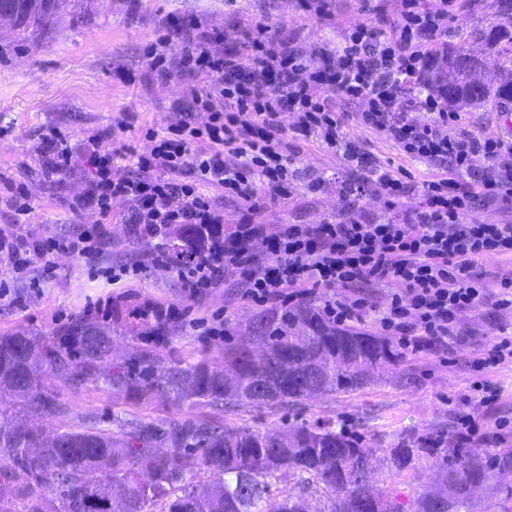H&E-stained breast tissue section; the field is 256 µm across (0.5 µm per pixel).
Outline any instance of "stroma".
Masks as SVG:
<instances>
[{"label": "stroma", "instance_id": "35a3bbf8", "mask_svg": "<svg viewBox=\"0 0 512 512\" xmlns=\"http://www.w3.org/2000/svg\"><path fill=\"white\" fill-rule=\"evenodd\" d=\"M500 0H450L448 22L436 43L456 42L460 35L487 30L502 23ZM399 0H71L69 7L46 26L23 35L11 23H0V231L16 227L13 198L26 191L33 207L23 232L41 239H62L101 227L103 265H133L144 261L153 242L140 238L130 216L133 204L114 200L110 220L94 207L77 208L93 175L85 158L87 137H99L105 148L126 145L124 163L136 171L137 158L151 143L146 130L165 134L179 115L177 102L187 100L200 78L192 70H174L170 81H157L146 56L148 47L176 27L192 36L208 37L216 50L232 45L242 32L263 39L290 36L313 64H320L322 49H335L344 30L362 21L387 29L400 18ZM332 106L355 141L358 156L317 141H292L296 170L288 198L262 205L255 223L277 233L285 224L340 221L356 213L371 219L413 211L415 193L395 198L374 179L379 169L403 172L416 190L434 178L436 167L406 154L385 132L365 126L362 101L315 87ZM498 107L459 111L451 130L459 136H501ZM127 122L117 132L119 122ZM70 136V168L48 173L43 139L50 131ZM55 269L40 291L27 284H12L13 302L0 301V336L21 331L38 337L59 334L72 323L90 320L112 338L113 356L122 361L149 353L168 363L223 361L224 346L247 335L263 307L245 294V276L230 272L224 284L199 300L185 297L177 277L160 268L114 285L97 268L68 255L54 256ZM486 288L484 302L462 310L456 319L458 334L447 348L406 351L387 375L350 394H329L300 408L270 410L247 407L228 415L229 427L279 430L316 418L341 420L349 433L376 437L389 444L401 434L457 438L460 418L473 415L487 433L502 432L506 442H486L493 453H512V364L482 371L475 362L491 340L512 338V309L497 304L503 278L512 275V258L483 261L477 267ZM112 297L109 318L86 315V307ZM173 306L185 317L164 325L136 317L145 302ZM223 320L225 339L203 336L201 323ZM483 381L498 391L486 405L471 403L473 382ZM67 414L31 418V425L52 435L78 425L82 415L96 413L100 426L112 428L114 417L164 421L181 413L161 397L131 402L112 397L94 384L74 389L56 384ZM436 479L432 459H420L402 473L379 471L376 487L385 493L399 490L412 498Z\"/></svg>", "mask_w": 512, "mask_h": 512}]
</instances>
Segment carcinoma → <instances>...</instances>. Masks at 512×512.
<instances>
[{
    "mask_svg": "<svg viewBox=\"0 0 512 512\" xmlns=\"http://www.w3.org/2000/svg\"><path fill=\"white\" fill-rule=\"evenodd\" d=\"M67 0H0L14 13L21 33L41 25ZM512 16L508 24L472 35L467 42L436 46L418 79L400 88L412 107L437 95L450 109L512 100ZM196 231L176 230L170 263L199 260ZM402 357L389 340L326 321L298 306L284 315H264L249 335L224 352V364H167L147 354L123 362L112 358V337L79 322L49 339L15 333L0 336V391L12 393L33 416L68 412L44 376L73 388L85 383L129 400L162 395L179 405L206 408L157 423L124 420L117 431L99 427L93 412L75 428L42 437L0 410V512H309L305 496L317 497L315 512H464L490 473L512 468V454L491 455L442 437L402 436L390 448L387 466L398 472L429 457L436 461L433 490L408 504L363 480V467L377 448L346 433L331 419L304 422L282 431L283 445L269 432L224 425V414L244 407L302 405L325 388L347 394L370 383L369 371ZM9 461L5 467L1 462ZM196 464L207 480H187ZM286 481L279 499L272 483ZM13 490L6 497L3 490Z\"/></svg>",
    "mask_w": 512,
    "mask_h": 512,
    "instance_id": "1",
    "label": "carcinoma"
}]
</instances>
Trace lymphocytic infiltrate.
Returning <instances> with one entry per match:
<instances>
[{
	"label": "lymphocytic infiltrate",
	"mask_w": 512,
	"mask_h": 512,
	"mask_svg": "<svg viewBox=\"0 0 512 512\" xmlns=\"http://www.w3.org/2000/svg\"><path fill=\"white\" fill-rule=\"evenodd\" d=\"M447 19V9L425 10L419 0H402L401 19L392 29L352 27L318 67L282 39L266 44L246 32L217 52L202 39L185 44L181 31H173L148 56L161 78H168L173 61L200 74L183 118L169 134H151L153 147L140 156L134 174L124 171L121 152L100 151L98 139L90 138L88 162L96 176L82 200L104 216L114 199L132 201L137 234L158 243L175 226L201 228L202 259L176 271L187 298L221 287L225 273L241 270L247 273V297L262 306L287 305L321 287L395 283L398 291L379 303L353 296L326 304L324 314L341 325L362 321L372 308L379 328L404 346L447 347L457 313L486 298L478 262L512 257V222L468 219L475 202L512 203V144L455 136L449 113L433 97L422 103L429 114L424 122L399 105L402 77L420 68ZM315 84L366 101L363 124L383 130L411 156L445 164V171L424 183L414 212L401 219L287 224L273 235L254 223L259 186L284 197L295 176L281 137L282 113H294L296 138L331 148L342 141L340 119L328 99L313 95ZM199 111L208 115L201 126ZM199 141L209 143V150L196 149ZM479 157L480 168L474 165ZM209 187L243 202L246 214L232 233H223L224 215L206 195ZM101 241L97 232L51 240L0 234V262L8 275L0 282V300L10 297L13 281L26 279L39 288L52 274L55 254L98 261ZM259 242L267 245L270 261L255 254Z\"/></svg>",
	"instance_id": "obj_1"
}]
</instances>
